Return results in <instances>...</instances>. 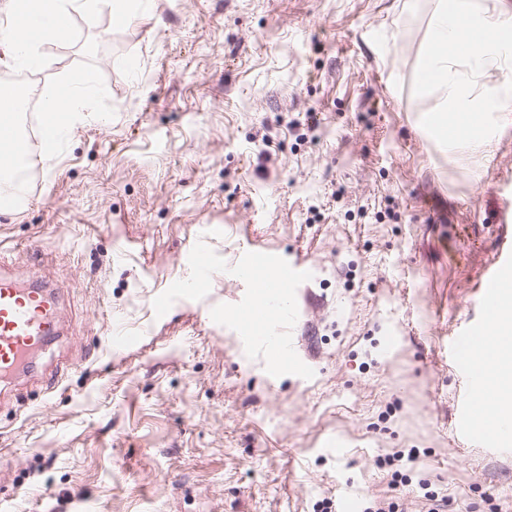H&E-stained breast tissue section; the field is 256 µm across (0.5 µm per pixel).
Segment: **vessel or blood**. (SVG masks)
<instances>
[{
	"label": "vessel or blood",
	"instance_id": "1",
	"mask_svg": "<svg viewBox=\"0 0 512 512\" xmlns=\"http://www.w3.org/2000/svg\"><path fill=\"white\" fill-rule=\"evenodd\" d=\"M271 268L272 277L257 281L252 276L255 267ZM242 279L250 287L258 288L266 295V302L249 311L253 321L263 322L278 315L280 307L275 295L280 294L295 280L298 270L284 266L278 257L253 250L246 251L238 265ZM512 273V238L500 247L496 266L487 273L483 282L482 307L484 316H491L504 278ZM480 325L469 326L460 341L453 344V363L464 376H471L473 366L462 350L463 342L473 340L480 332ZM57 333L56 300L53 292L45 287L21 288L16 278L0 277V376L10 374L24 365L32 351L45 345ZM260 344L272 362H281L288 354V339L280 333H266Z\"/></svg>",
	"mask_w": 512,
	"mask_h": 512
}]
</instances>
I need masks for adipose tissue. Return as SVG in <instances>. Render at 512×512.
<instances>
[{
    "instance_id": "1",
    "label": "adipose tissue",
    "mask_w": 512,
    "mask_h": 512,
    "mask_svg": "<svg viewBox=\"0 0 512 512\" xmlns=\"http://www.w3.org/2000/svg\"><path fill=\"white\" fill-rule=\"evenodd\" d=\"M33 9L17 14L0 28V62L44 66L40 53L47 41L69 35L62 18L80 12L93 18L108 10L113 25L132 14V0H33ZM424 86L435 88L440 102L435 115L447 117L438 132L449 147L466 145L484 150L492 134L485 116L512 102V12L483 0H438L427 55L421 67ZM85 92L61 88L43 99V120L57 133L81 122L95 98L91 76H84ZM476 416L486 422L496 416L512 423V304L498 302L496 318L475 343Z\"/></svg>"
}]
</instances>
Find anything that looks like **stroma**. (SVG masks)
<instances>
[{
    "instance_id": "1",
    "label": "stroma",
    "mask_w": 512,
    "mask_h": 512,
    "mask_svg": "<svg viewBox=\"0 0 512 512\" xmlns=\"http://www.w3.org/2000/svg\"><path fill=\"white\" fill-rule=\"evenodd\" d=\"M140 2L41 47L35 94L88 73L96 113L0 208V268L61 318L0 382V512H336L340 487L425 512L422 478L445 512H512V441L455 436L449 354L507 230L512 110L485 152L433 134L437 0ZM249 248L302 269L281 366L242 331ZM195 254L211 278L175 292Z\"/></svg>"
}]
</instances>
